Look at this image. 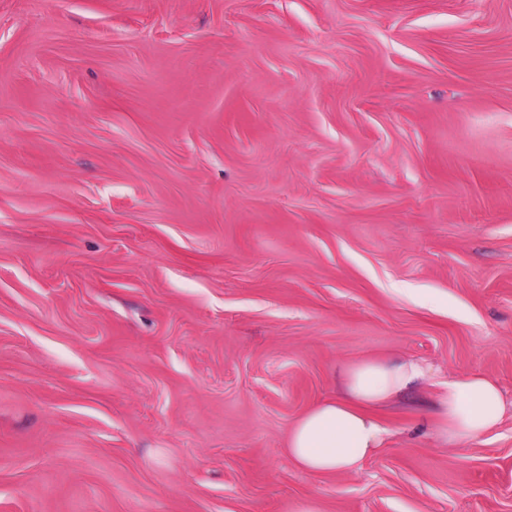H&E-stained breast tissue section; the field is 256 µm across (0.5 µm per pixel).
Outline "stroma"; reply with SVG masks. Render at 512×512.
<instances>
[{
	"instance_id": "obj_1",
	"label": "stroma",
	"mask_w": 512,
	"mask_h": 512,
	"mask_svg": "<svg viewBox=\"0 0 512 512\" xmlns=\"http://www.w3.org/2000/svg\"><path fill=\"white\" fill-rule=\"evenodd\" d=\"M416 358L357 474L288 457ZM512 0H0V512H512ZM428 380L416 359H366L343 368L336 395L302 414L288 433V457L310 474L359 472L383 448L386 429L375 412ZM447 391L431 415L420 418L421 426L433 429L444 445H466L496 430L512 416L500 386L482 375L448 380Z\"/></svg>"
}]
</instances>
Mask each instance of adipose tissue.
Segmentation results:
<instances>
[{
  "mask_svg": "<svg viewBox=\"0 0 512 512\" xmlns=\"http://www.w3.org/2000/svg\"><path fill=\"white\" fill-rule=\"evenodd\" d=\"M427 379L425 366L413 358L366 359L345 366L335 396L294 422L288 433L289 459L310 474L359 472L384 445L386 430L376 411ZM510 415L512 401L500 386L471 375L450 380L421 425L433 429L443 444L466 445L496 430Z\"/></svg>",
  "mask_w": 512,
  "mask_h": 512,
  "instance_id": "adipose-tissue-1",
  "label": "adipose tissue"
}]
</instances>
